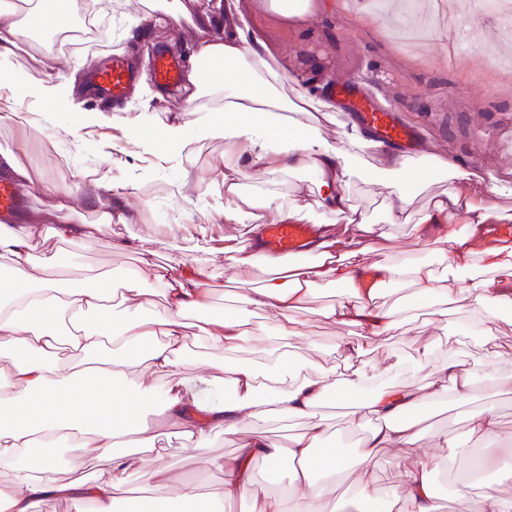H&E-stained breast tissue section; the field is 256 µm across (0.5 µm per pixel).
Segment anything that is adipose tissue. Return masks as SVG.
I'll use <instances>...</instances> for the list:
<instances>
[{"mask_svg":"<svg viewBox=\"0 0 512 512\" xmlns=\"http://www.w3.org/2000/svg\"><path fill=\"white\" fill-rule=\"evenodd\" d=\"M16 46L13 31L0 32V84L65 106L62 85H31L13 71L10 58ZM192 62L187 82L195 94H224L223 119L208 121L202 135L238 139L246 152L276 155L285 169L314 172L321 207L346 222L345 228L320 231L311 243L317 261L300 264L264 253L263 224L272 200L262 188H255L247 208L224 211L228 220L248 225L251 233L249 245L232 257L234 278L244 282L255 270L269 272L264 285L245 296V304L255 313L277 316V334L284 339L303 335L309 313L341 327L336 349L344 370L319 371L314 359L296 361L274 353L263 372L234 361V353L258 329L231 312L191 325L190 315L207 308L213 293L195 262L179 259L161 265L145 259L119 285L102 280L74 288L47 277V266L33 256L29 237L1 223L0 512H33L47 498L87 501L93 512H114L127 493L126 473L146 461L143 449L172 435L198 449L214 435L246 427L251 435L240 452L219 464L224 480L207 500V512H223L225 501L252 492L251 463L256 458L265 460L273 474L282 466L291 468L288 495L266 496L261 512H347L344 505L329 506L323 494L322 479L342 472L346 458L328 443L317 410L338 391L362 389L380 375V365L369 356L371 341L406 324L400 308L380 305L383 287H407L411 307L435 302L437 317L455 314L462 327L484 324V365L505 356L490 329L498 316L512 311L511 218L499 205L507 190L496 178L469 186L470 174L456 160L433 155L425 162L413 161L352 129L328 139L306 117L330 111V104L302 92L284 95L283 76L244 30L201 41ZM203 62L212 65L211 74L200 72ZM227 70L236 73V81H220L219 72ZM368 154L374 158L368 166L370 183L394 197L387 220L405 217L413 244L443 245L448 274L436 275L428 264L404 258L369 261L386 233L378 221L357 212L349 192L353 164ZM436 174L447 177V189L409 215L414 199ZM460 215L468 224L464 235L454 227ZM354 225L360 235H352ZM328 284L341 288L339 300L309 309L316 290ZM116 294L124 305L120 317L110 306ZM155 295L162 300L156 310L150 307ZM193 326L220 353L207 359L206 379L230 387L224 399H203L181 378L196 365L187 351ZM409 366L422 375V385H386L355 406L352 421L366 429L354 450L363 472H370L383 449L419 447L424 433L412 417L419 407L447 400L465 405L474 397L478 373L464 360H437L425 347ZM161 376L167 377L166 385H158ZM152 413L160 414L161 422L149 421ZM265 418L301 420L305 429L284 447L264 431L251 429V422ZM72 438L104 462L92 481L52 477L61 444ZM432 470L424 455L405 469L394 499L404 501L406 512H438ZM153 478V492L166 502V512H185L186 504L199 498L195 485L173 486L162 465H155Z\"/></svg>","mask_w":512,"mask_h":512,"instance_id":"adipose-tissue-1","label":"adipose tissue"}]
</instances>
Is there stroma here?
<instances>
[{
	"label": "stroma",
	"mask_w": 512,
	"mask_h": 512,
	"mask_svg": "<svg viewBox=\"0 0 512 512\" xmlns=\"http://www.w3.org/2000/svg\"><path fill=\"white\" fill-rule=\"evenodd\" d=\"M445 3L448 11L459 15L468 42L465 50L453 55L443 40L427 37L428 8L411 7L417 34L403 41L388 33L386 17L375 15L369 0H307L295 14L273 8L269 0H215L212 22L202 31L180 26L161 12L147 13L141 0H90L102 35L99 45L93 50L72 45L64 52L50 46L28 51L29 24L18 15L0 14V28L19 26L16 55L29 58L32 83H59L68 93L62 109L46 103L34 106L29 98L16 97L12 120L0 123V148L24 153L30 172L47 186L45 193L30 196L26 218L15 223L17 231L30 235L33 254L49 260L51 271L77 288L100 278L120 279L143 258L161 263L183 256L193 259L215 286L212 309L228 308L245 323L266 327L265 333L250 338L241 359L256 360L257 349L265 346L287 350L292 357L315 350L324 359H333L336 326L312 316L303 336L281 339L275 331L276 317L251 313L226 285L231 273L226 250L246 246L250 233L246 225L225 218V184H259L273 199L267 221L282 219L294 200L308 205L321 220L325 214L317 203L314 175L307 170L288 172L274 157L251 164L242 142L236 140L198 138V126L223 110L224 96L218 92L195 99L183 86L155 82L153 48L175 43L185 56L200 40H217L243 28L284 75L286 88L332 103L337 93L328 75L350 79L413 127L426 153L457 157L467 170L512 183V70L499 69L485 53L489 47L512 50V39H506L495 17L464 13L460 0ZM115 53L136 66L140 78L129 100L106 104L90 90L88 78ZM88 112L101 113V124H83ZM145 119L158 132L181 124L182 146L136 138L134 131ZM104 178L111 181V191L98 189ZM61 199L69 201V209L56 210ZM73 207L87 224L108 210H123L126 220L113 222L111 237L98 242L70 241L58 235L57 227L69 223ZM384 230L386 239L376 260L391 261L407 252L445 274L434 248L413 249L409 225L391 223ZM131 235L136 249L119 248V241ZM173 242L178 251L170 250ZM433 311V306H421L408 312L403 333L375 337L371 358L388 364L428 345L439 359L456 353L470 362L480 361L483 351L477 336L460 330L455 317L435 320ZM494 329L511 357L485 368L487 386L471 409L494 411L503 430L512 432V393L499 392L496 383L497 376L512 374V317L496 321ZM467 412H436L426 424L428 433L449 432L459 447L455 454L445 448L432 450L438 463L435 479L447 487L438 499L439 512H464L467 496L481 492L460 480L477 453ZM245 438L242 432L220 434L208 447L194 450L171 437L165 441L161 462L174 483L191 482L211 495L223 481L217 460L234 455ZM412 457L409 448L383 451L371 471L374 494L386 498L399 488Z\"/></svg>",
	"instance_id": "stroma-1"
}]
</instances>
